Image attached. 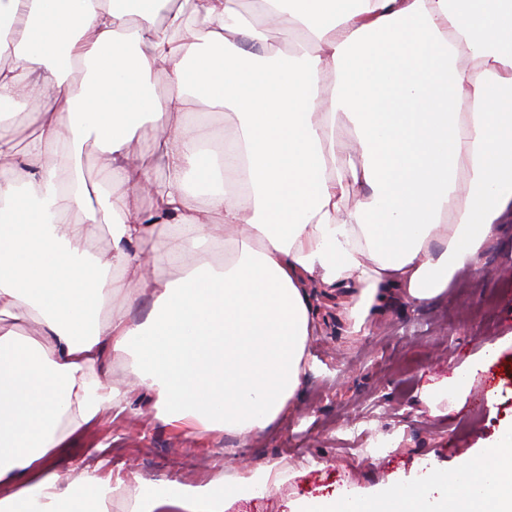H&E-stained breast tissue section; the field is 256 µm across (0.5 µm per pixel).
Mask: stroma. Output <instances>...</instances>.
I'll list each match as a JSON object with an SVG mask.
<instances>
[{"instance_id": "stroma-1", "label": "stroma", "mask_w": 512, "mask_h": 512, "mask_svg": "<svg viewBox=\"0 0 512 512\" xmlns=\"http://www.w3.org/2000/svg\"><path fill=\"white\" fill-rule=\"evenodd\" d=\"M321 307V325L309 342L316 364L304 378L300 405L260 439L243 446L219 434L194 448L155 421L154 401L135 387L129 359H113L108 374L129 384L128 411L102 416L70 437L53 467L68 476L108 461L126 478L203 484L228 463L278 461L291 479L274 495L236 503L232 512H286L291 500L346 484L372 488L394 474L409 476L425 460L451 468L512 415V223L486 247L479 268L460 270L425 305L393 293L358 335L348 333L341 295L322 297ZM494 343L501 356L477 375L464 406L432 414L421 399L423 385L451 377L455 366ZM488 387L496 388L497 399L484 407L476 396ZM381 438L392 440L393 451L371 456Z\"/></svg>"}]
</instances>
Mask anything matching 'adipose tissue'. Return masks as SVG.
I'll use <instances>...</instances> for the list:
<instances>
[{"label": "adipose tissue", "mask_w": 512, "mask_h": 512, "mask_svg": "<svg viewBox=\"0 0 512 512\" xmlns=\"http://www.w3.org/2000/svg\"><path fill=\"white\" fill-rule=\"evenodd\" d=\"M259 2L252 16L195 0L189 21L172 0H0V107L45 104L26 147L0 121V512H109L120 493L126 512H229L279 490L277 463L131 493L98 466L60 482L51 458L127 411L111 356L130 358L157 419L184 437L250 443L303 396L309 283L353 286L357 334L391 290L419 304L442 293L512 217V0ZM161 13L172 36L153 30ZM271 23L288 51H270ZM199 98L234 123L216 157L185 120ZM90 141L109 173L95 192L80 164ZM102 227L111 245L97 250ZM204 238L222 264L197 252ZM143 295L150 313L130 318ZM499 355L484 347L422 400L462 406ZM511 456L512 418L455 468L290 512H512L499 466Z\"/></svg>", "instance_id": "obj_1"}]
</instances>
